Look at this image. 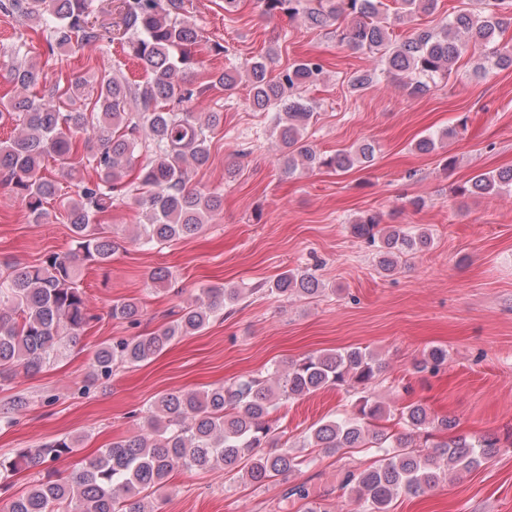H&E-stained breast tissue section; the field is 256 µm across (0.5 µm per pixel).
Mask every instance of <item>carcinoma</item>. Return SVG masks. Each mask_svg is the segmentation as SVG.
<instances>
[{
	"mask_svg": "<svg viewBox=\"0 0 512 512\" xmlns=\"http://www.w3.org/2000/svg\"><path fill=\"white\" fill-rule=\"evenodd\" d=\"M392 2L397 8L391 18L384 0H256L263 16H300L312 26L346 21L336 27L338 41L377 56L380 63L379 71L350 79L355 91L370 88L383 76L403 81L409 94L420 96L429 83L451 76L469 53H480L477 75L488 65L512 68V48L498 42L512 27V0H481V9L454 11L439 27H416L405 38L392 26L433 14L438 0ZM97 10L98 0H0V12L17 17L42 38L50 56L102 42ZM184 12L185 0H121L117 27L127 54L147 73L141 84L116 73L96 87L76 77L39 94L34 88L41 71L27 61L28 41L22 35L8 63L0 62V69L7 68V83L27 90L25 95H0V128L12 127L10 136L0 140V187L18 198L28 218L38 223L48 214L47 205L60 197L61 181L76 186L74 194L62 199L73 249L52 253L38 265L0 260L6 266L0 273V388L20 371L39 372L89 328L92 316L79 285L80 268L104 264L112 256L104 219L128 198L131 185H136L132 203L144 215L135 232L143 247L197 235L224 206V191L189 186L193 169L209 163L211 134L224 121L222 112L195 111V102L210 88L233 96L240 72L235 66L212 71L204 86L188 80L202 68L196 54L202 35ZM324 68L322 59L304 57L274 80L267 77L264 60L246 69L250 106L272 114L277 161L285 174L300 168L346 172L374 158L376 147L369 141L324 154L307 137L316 104L302 90L316 85ZM142 129L149 140L143 158L138 154ZM48 158L57 165L53 177L44 173ZM86 168L93 169L95 179H85ZM511 191L512 169L478 173L459 187L460 194L479 197ZM352 231L377 245L379 265L387 273L432 243L427 231L383 225L377 213L360 217ZM320 292V281L303 269L283 273L264 288L279 301ZM246 293L244 288L198 289L167 326L101 344L90 376L107 378L118 365L151 359L176 337L203 330ZM110 316L136 326L143 308L134 299L116 300ZM447 361L448 350L432 348L415 369L436 371ZM380 372L373 354L350 347L309 354L264 376L242 377L201 393H165L150 406L139 432L112 441L71 477L56 474L35 481L9 501L6 512H153L149 497L165 490L180 469L222 468L252 486L286 479L301 471L308 458L278 445L279 426L272 413L281 403L326 387H344L359 397L350 415L311 429L303 447L330 453L373 451L374 462L346 471L341 484L350 489L359 512H389L397 497L422 495L438 484L443 472L473 470L499 451L498 441L486 438L414 444V435L429 426L454 427L448 418H431L418 402L399 411L402 430L379 428L377 422L391 416L369 394ZM81 444V438L67 436L24 449L13 460L0 462V476L58 461Z\"/></svg>",
	"mask_w": 512,
	"mask_h": 512,
	"instance_id": "obj_1",
	"label": "carcinoma"
}]
</instances>
